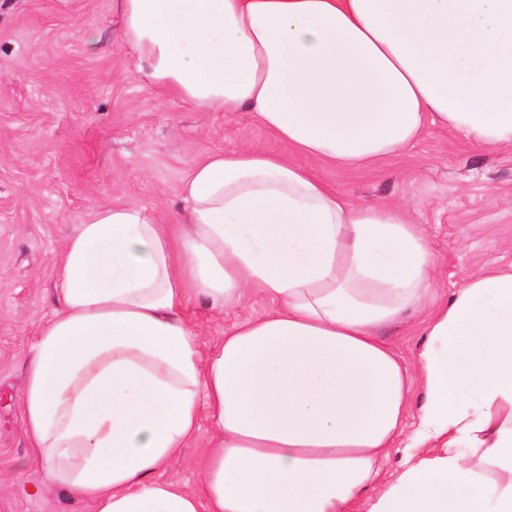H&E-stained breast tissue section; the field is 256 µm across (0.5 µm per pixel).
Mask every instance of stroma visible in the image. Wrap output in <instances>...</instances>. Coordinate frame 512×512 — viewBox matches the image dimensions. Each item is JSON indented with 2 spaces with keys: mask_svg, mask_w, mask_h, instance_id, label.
Returning <instances> with one entry per match:
<instances>
[{
  "mask_svg": "<svg viewBox=\"0 0 512 512\" xmlns=\"http://www.w3.org/2000/svg\"><path fill=\"white\" fill-rule=\"evenodd\" d=\"M113 0H0V512H96L94 504L30 489L31 456L18 395L38 325L55 309L56 261L74 224L113 192L170 217L179 188L213 153L283 147L249 113L201 112L159 101L134 78ZM304 164L348 198L414 213L447 298L483 266L512 263V150L482 152L431 128L403 154L358 168ZM268 307L246 300L224 317L206 301L185 316L209 349L237 318ZM423 316L381 332L412 358Z\"/></svg>",
  "mask_w": 512,
  "mask_h": 512,
  "instance_id": "35a3bbf8",
  "label": "stroma"
}]
</instances>
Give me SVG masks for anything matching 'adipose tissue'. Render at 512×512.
Segmentation results:
<instances>
[{
	"label": "adipose tissue",
	"mask_w": 512,
	"mask_h": 512,
	"mask_svg": "<svg viewBox=\"0 0 512 512\" xmlns=\"http://www.w3.org/2000/svg\"><path fill=\"white\" fill-rule=\"evenodd\" d=\"M113 9L159 99L252 113L285 152L197 163L185 222L116 198L66 237L20 392L42 491L96 512H351L404 440L414 461L368 512H512V264L431 300L437 260L411 214L295 161L369 165L431 125L512 148V0ZM247 297L271 306L201 353L189 304ZM416 308L409 361L379 332ZM196 442L195 489L156 480Z\"/></svg>",
	"instance_id": "obj_1"
}]
</instances>
